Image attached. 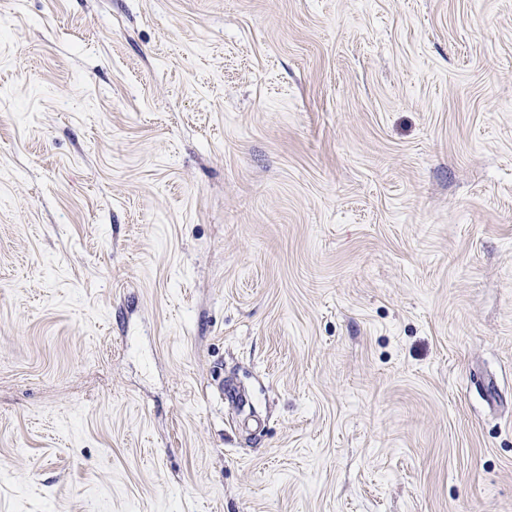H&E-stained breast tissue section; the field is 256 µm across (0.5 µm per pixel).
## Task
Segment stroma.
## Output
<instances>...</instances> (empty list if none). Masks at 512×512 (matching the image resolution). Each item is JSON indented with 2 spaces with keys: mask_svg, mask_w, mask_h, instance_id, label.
I'll return each instance as SVG.
<instances>
[{
  "mask_svg": "<svg viewBox=\"0 0 512 512\" xmlns=\"http://www.w3.org/2000/svg\"><path fill=\"white\" fill-rule=\"evenodd\" d=\"M0 512H512V0H0Z\"/></svg>",
  "mask_w": 512,
  "mask_h": 512,
  "instance_id": "1",
  "label": "stroma"
}]
</instances>
